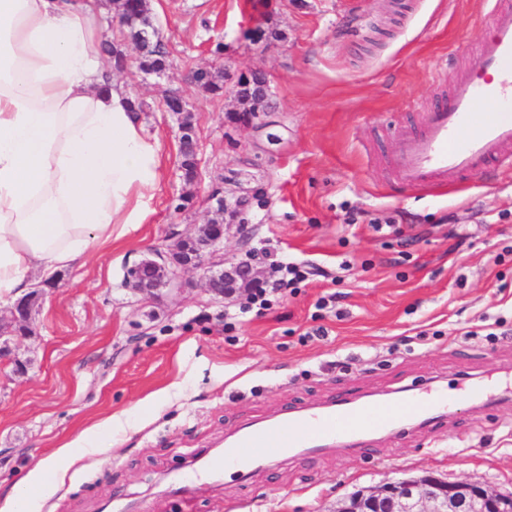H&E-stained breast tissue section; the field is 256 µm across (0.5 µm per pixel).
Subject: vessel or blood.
<instances>
[{"label": "vessel or blood", "mask_w": 512, "mask_h": 512, "mask_svg": "<svg viewBox=\"0 0 512 512\" xmlns=\"http://www.w3.org/2000/svg\"><path fill=\"white\" fill-rule=\"evenodd\" d=\"M491 33L479 44L470 70L439 93L420 130L405 135L392 159L398 180L411 186L455 184L488 165L512 170V0H491ZM489 403V388L479 381L458 392L429 388L403 393L394 403L364 395L321 408L286 412L267 425L225 441L211 468H230L246 477L268 444L280 452L296 448L358 447L366 435L398 434L405 420L436 424L460 400Z\"/></svg>", "instance_id": "obj_1"}]
</instances>
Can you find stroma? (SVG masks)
<instances>
[{
  "label": "stroma",
  "instance_id": "obj_1",
  "mask_svg": "<svg viewBox=\"0 0 512 512\" xmlns=\"http://www.w3.org/2000/svg\"><path fill=\"white\" fill-rule=\"evenodd\" d=\"M171 51L164 75L131 68L142 123L161 146V178L144 223L57 277L30 332L12 339L27 366H0V499L84 428L121 413L128 429L107 459L85 456L42 512H335L338 500L386 480L432 472L512 490V393L459 404L438 430L411 424L361 449L270 455L246 478L170 480L191 457L289 408L343 396L512 377V171L488 168L453 188L406 187L393 174L398 138L420 129L437 91L473 63L487 34L484 0H148ZM283 37L253 44L254 25ZM261 71L273 111L259 129L229 119L232 94L189 81L213 67ZM197 120L195 204L175 212L177 119L166 89ZM252 158L250 246L262 265L304 262L328 278L299 281L264 314L246 296L216 299L200 269L181 290L147 300L124 281L172 233L195 234L215 213L208 195ZM182 393L170 402L171 389Z\"/></svg>",
  "mask_w": 512,
  "mask_h": 512
}]
</instances>
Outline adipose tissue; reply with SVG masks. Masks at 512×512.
Segmentation results:
<instances>
[{
    "instance_id": "obj_1",
    "label": "adipose tissue",
    "mask_w": 512,
    "mask_h": 512,
    "mask_svg": "<svg viewBox=\"0 0 512 512\" xmlns=\"http://www.w3.org/2000/svg\"><path fill=\"white\" fill-rule=\"evenodd\" d=\"M96 11V0H0V306L143 223L159 180V141L131 91L102 79ZM126 425L110 417L62 452L69 463L104 453ZM67 473L41 461L5 512H36Z\"/></svg>"
}]
</instances>
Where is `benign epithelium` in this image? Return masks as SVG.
<instances>
[{
    "label": "benign epithelium",
    "instance_id": "1",
    "mask_svg": "<svg viewBox=\"0 0 512 512\" xmlns=\"http://www.w3.org/2000/svg\"><path fill=\"white\" fill-rule=\"evenodd\" d=\"M242 173L230 169L224 174V191L211 194L214 210L223 219L205 224L198 235L192 238V250L180 262L183 267L192 266L206 271L207 291L213 295L229 298L249 286L262 281L263 270L252 262H235L224 258L218 262L213 258L224 239L227 228L237 226L239 242L247 239L246 225L242 216L252 204L257 190L244 187ZM176 242L171 253L157 252L151 261L156 274L175 279V271L169 264L170 254L179 252L184 238L172 233ZM141 264L131 267L129 283L145 297L158 296V289L151 280L139 274ZM42 293H30L11 308L10 315L0 319V335H22L20 323L30 322L40 307ZM336 512H512V491L501 492L489 485L472 481H448L434 474L420 477L400 478L383 482L361 490L354 496L343 499Z\"/></svg>",
    "mask_w": 512,
    "mask_h": 512
}]
</instances>
